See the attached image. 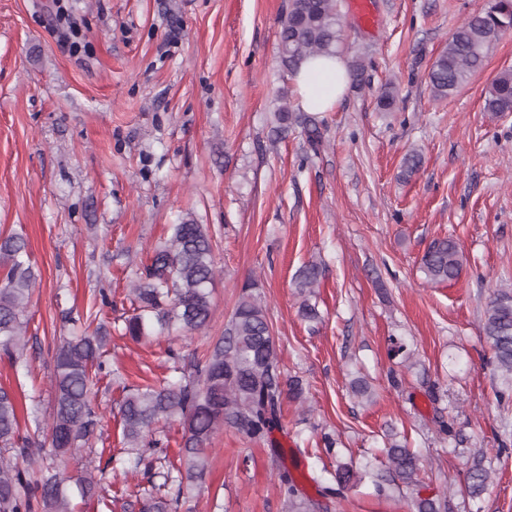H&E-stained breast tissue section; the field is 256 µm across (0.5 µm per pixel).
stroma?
Segmentation results:
<instances>
[{
    "instance_id": "35a3bbf8",
    "label": "stroma",
    "mask_w": 512,
    "mask_h": 512,
    "mask_svg": "<svg viewBox=\"0 0 512 512\" xmlns=\"http://www.w3.org/2000/svg\"><path fill=\"white\" fill-rule=\"evenodd\" d=\"M373 2L379 24L367 28L339 0L344 57L361 60L365 81L325 113L315 149L298 125L274 133L280 104L300 110L279 61L288 0H0V234L26 237L36 275L24 356L0 354L23 431L44 437L67 315L96 306L110 325L131 313L137 269L189 215L213 236L208 327L138 342L111 333L109 363L135 383L170 376L169 351L205 353L253 279L306 401L283 406L284 460L219 431L204 484L175 512H285L279 463L319 473L381 461L393 431L425 461L418 490L385 498L366 480L328 512H414L418 495L446 499L447 512H512V399L496 400L482 332L489 295L512 289V112L484 109L492 79L512 69V31L437 99L430 65L489 0ZM414 149L422 165L402 177ZM445 236L463 270L427 283L420 259ZM311 259L325 269L317 323L299 316L292 285ZM360 377L372 400L353 393ZM96 403L103 438L90 457L105 461L121 447L107 382ZM321 431L335 454L318 447ZM478 459L492 476L474 498L466 472Z\"/></svg>"
}]
</instances>
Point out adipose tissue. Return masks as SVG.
Segmentation results:
<instances>
[{
  "mask_svg": "<svg viewBox=\"0 0 512 512\" xmlns=\"http://www.w3.org/2000/svg\"><path fill=\"white\" fill-rule=\"evenodd\" d=\"M347 83V65L338 56L308 60L294 79L298 102L308 112L331 110Z\"/></svg>",
  "mask_w": 512,
  "mask_h": 512,
  "instance_id": "adipose-tissue-1",
  "label": "adipose tissue"
}]
</instances>
